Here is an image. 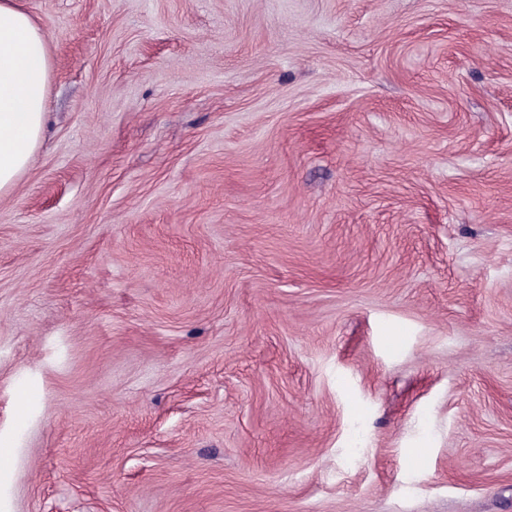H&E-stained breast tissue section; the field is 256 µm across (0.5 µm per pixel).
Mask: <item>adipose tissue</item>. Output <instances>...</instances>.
Instances as JSON below:
<instances>
[{
	"mask_svg": "<svg viewBox=\"0 0 512 512\" xmlns=\"http://www.w3.org/2000/svg\"><path fill=\"white\" fill-rule=\"evenodd\" d=\"M48 37L18 0H0V195L31 164L47 124Z\"/></svg>",
	"mask_w": 512,
	"mask_h": 512,
	"instance_id": "ef3b65f1",
	"label": "adipose tissue"
}]
</instances>
